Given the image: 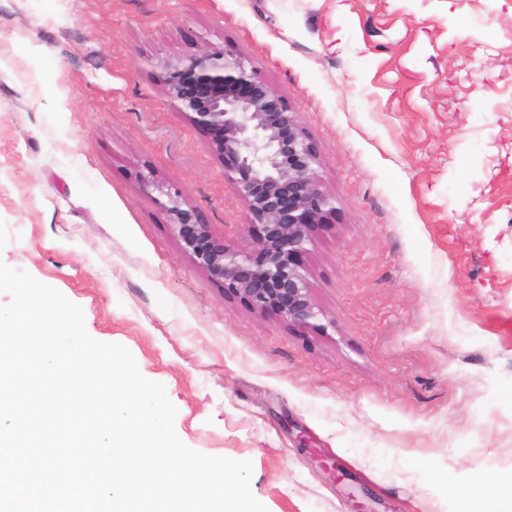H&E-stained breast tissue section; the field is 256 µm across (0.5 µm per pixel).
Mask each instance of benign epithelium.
Returning <instances> with one entry per match:
<instances>
[{
  "label": "benign epithelium",
  "mask_w": 512,
  "mask_h": 512,
  "mask_svg": "<svg viewBox=\"0 0 512 512\" xmlns=\"http://www.w3.org/2000/svg\"><path fill=\"white\" fill-rule=\"evenodd\" d=\"M155 78L171 108L208 131L248 223L263 227L257 241L230 244L213 236L179 193L166 192L162 206L183 252L254 310L273 311L289 326L324 329L302 257L335 200L321 187L319 154L298 113L249 60L217 46L156 62Z\"/></svg>",
  "instance_id": "1"
}]
</instances>
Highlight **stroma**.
Masks as SVG:
<instances>
[{
  "label": "stroma",
  "instance_id": "35a3bbf8",
  "mask_svg": "<svg viewBox=\"0 0 512 512\" xmlns=\"http://www.w3.org/2000/svg\"><path fill=\"white\" fill-rule=\"evenodd\" d=\"M246 57L315 143L335 212L321 329L182 251L153 173L242 245V202L154 61ZM0 262L163 383L188 447L268 512H512V0H0ZM497 489L477 478L459 493L458 511L483 512L488 511V503L495 496ZM466 507L472 510H465Z\"/></svg>",
  "mask_w": 512,
  "mask_h": 512
}]
</instances>
